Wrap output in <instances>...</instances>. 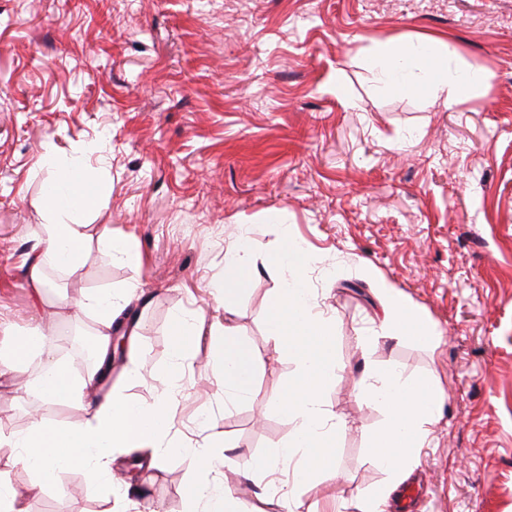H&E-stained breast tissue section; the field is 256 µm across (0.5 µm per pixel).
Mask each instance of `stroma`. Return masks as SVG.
I'll return each mask as SVG.
<instances>
[{
  "mask_svg": "<svg viewBox=\"0 0 512 512\" xmlns=\"http://www.w3.org/2000/svg\"><path fill=\"white\" fill-rule=\"evenodd\" d=\"M421 38L456 49L459 71L489 87L452 108L427 94L375 89L365 57ZM79 154L87 179L110 185L79 270L58 272L33 306L24 254L43 236L44 181ZM250 225L255 271L228 305L214 300L224 252ZM289 228L314 261L306 281L336 325V374L324 391L346 423L336 480L297 486L290 504L260 496L262 476H229L242 512H313L360 497L386 475L367 452L385 420L357 382L374 364L435 381L442 417L407 482L413 512H512V0H0V356L36 321L66 334L59 351L86 371L75 304L94 288L135 285L132 357L160 376L176 310L230 317L260 361L250 397L225 406L214 349L189 356L176 428L197 440L208 418L220 448L271 457L290 424L279 397L296 372L273 350L267 310L280 284L272 256ZM111 230L142 257L110 261ZM437 327L439 342L367 339L379 324L375 277ZM29 370L0 382V431L31 415L78 418L38 393L17 399ZM200 471L186 456L145 470L130 512H187ZM27 512H108L83 471L66 490L27 499Z\"/></svg>",
  "mask_w": 512,
  "mask_h": 512,
  "instance_id": "35a3bbf8",
  "label": "stroma"
}]
</instances>
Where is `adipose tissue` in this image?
Wrapping results in <instances>:
<instances>
[{"label":"adipose tissue","instance_id":"obj_1","mask_svg":"<svg viewBox=\"0 0 512 512\" xmlns=\"http://www.w3.org/2000/svg\"><path fill=\"white\" fill-rule=\"evenodd\" d=\"M454 53L450 46L423 40L387 42L366 57L365 66L379 88L442 93L446 96L444 105L449 108L468 98L473 88L487 86L491 80L484 71L461 75L449 69L447 60ZM109 192V186L86 182L79 166H64L53 172L44 194L47 222L43 245L27 260L34 297L42 295L43 270L48 264L71 272L79 268L87 238L86 226L79 217ZM275 261L283 270V278L271 305L267 334L274 349L290 352L296 375L279 400L291 434L273 457L236 459L216 455L211 446L201 442L178 447L169 440L189 353L199 336L209 334L222 362L213 383L226 402L232 404L248 397L259 366L258 357L242 344L237 326L218 320L206 322L200 311L174 314L170 357L163 383L156 388L151 403L132 402L119 390L98 403L89 402L112 352V333L124 324L131 306L127 291L98 288L79 303L81 311L96 318V362L84 377H71L58 359L64 337L38 329L16 338L11 363L0 364L1 376L11 364L35 361L36 370L29 377L27 390L48 400L64 401L80 414L79 420L66 428L48 425L36 416L21 433H0V512H27V496L50 487L65 489L66 478L75 469L84 470L93 487H105L114 496H121L122 487L112 478V463L115 454L125 448L150 449L148 464L156 468L176 453L194 459L204 476L185 488L188 512H238L236 498L217 475L224 467L246 476L285 470L296 484L317 476L337 479L339 470L332 447L344 423L327 409L323 398L325 385L336 371L331 355L335 322L321 310L317 295L307 287L302 270L309 257L296 249L291 235H284ZM253 271L250 247L246 239H238L224 257L223 294L239 290ZM376 293L382 309L381 336L424 343L434 339L431 322L394 286L377 280ZM359 390L385 413L383 426L368 437V450L387 475L382 487L363 496L360 512H388L393 490L407 479L420 448L439 421L442 394L434 382L407 377L394 366L378 365L371 366L361 379ZM19 462L33 474L23 490L9 477L11 467Z\"/></svg>","mask_w":512,"mask_h":512}]
</instances>
